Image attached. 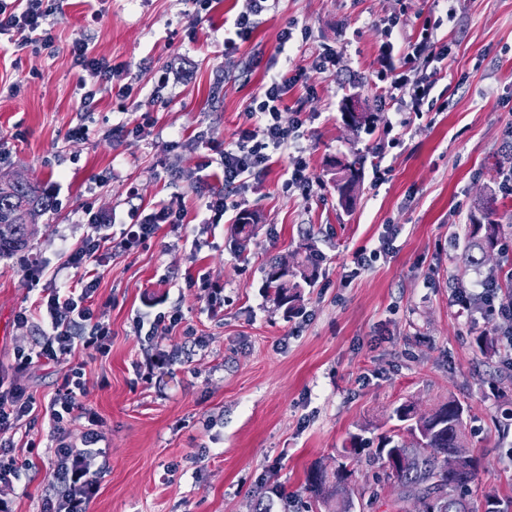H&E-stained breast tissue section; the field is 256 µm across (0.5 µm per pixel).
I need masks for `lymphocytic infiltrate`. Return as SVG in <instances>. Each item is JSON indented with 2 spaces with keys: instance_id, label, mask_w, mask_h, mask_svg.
<instances>
[{
  "instance_id": "f902f5d3",
  "label": "lymphocytic infiltrate",
  "mask_w": 512,
  "mask_h": 512,
  "mask_svg": "<svg viewBox=\"0 0 512 512\" xmlns=\"http://www.w3.org/2000/svg\"><path fill=\"white\" fill-rule=\"evenodd\" d=\"M52 10L47 0H0V35L11 36L20 47L53 50L55 37L47 19ZM400 18L391 15L381 22L383 42L380 46L381 68L378 79L390 100L400 112H421L431 94L445 62L451 61L452 49L447 41L438 38V24H426L419 37L409 42L400 60H393L392 35ZM73 65L98 77L106 89L116 90L118 96H128L129 85H115V70L110 62L93 57L88 43L74 42L70 47ZM300 68H288L269 82L262 84L247 111L248 119L258 123L262 139H255L250 130H242L237 142L225 148L221 156L223 191L210 195L205 203L208 211L225 216L229 210V193H242L251 177L265 172L275 154L285 152L290 158L287 190L310 193L311 178L304 157L299 124L283 125L280 106L288 90L302 76ZM96 290L95 281L81 287L55 288L46 295V312L50 330L41 336L36 350L17 353L14 371L28 373L37 363H61L76 349L107 356L110 351V331L96 313L91 298ZM459 312L470 311L479 305L485 314L498 319L504 326L502 345L512 352V302L502 301L496 282L484 279L472 290H454L450 300ZM82 382L77 371L64 372L54 396L45 408L50 433L57 442L51 451V470L62 489L55 497L46 499L43 512H84L85 504L98 490V480L105 465L99 460L96 434H89L83 447L64 444L65 425L80 405L77 392ZM35 399L23 387L0 380V485L12 484L19 479L22 466L14 455L13 430L34 409Z\"/></svg>"
}]
</instances>
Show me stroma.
<instances>
[{
	"label": "stroma",
	"instance_id": "1",
	"mask_svg": "<svg viewBox=\"0 0 512 512\" xmlns=\"http://www.w3.org/2000/svg\"><path fill=\"white\" fill-rule=\"evenodd\" d=\"M246 5L213 0L199 14L191 0H65L49 18L55 55L0 39V178L37 181L57 202L28 248L0 258V377L41 403L61 369L80 372L78 401L100 419L97 447L107 460L86 512H254L260 503L307 512L308 472L334 471L354 434L363 446L350 462L352 493L378 491L372 506L354 512H389L397 489L376 452L394 426L393 409L408 402L427 414L451 395L468 407L469 450L481 459L469 492L474 512L486 486L512 496V371L501 367L503 352L485 355L475 343L503 327L448 304L452 289L512 271L506 255L479 268L463 259L482 207L512 224V196L499 190L501 171L512 168L504 149L512 0H457L454 22L438 31L453 52L434 89L445 108L411 116L398 145L384 131L353 132L343 103L352 97L385 122L400 120L376 78L377 27L401 15L396 44L407 45L426 19L443 18L444 0H277L252 39L225 52L224 24ZM287 27L293 39L283 46ZM76 41L124 69L129 97L106 91L81 105L69 52ZM325 47L338 63L319 74L311 65ZM291 64L306 74L286 95L281 119L307 117L311 192L304 199L286 191L290 159L280 155L240 197L261 228L237 248L230 224L212 223L204 207L224 187L212 166L241 130L261 136L246 110L263 81ZM165 71L169 82L158 86ZM352 72L358 80L349 88ZM117 126L143 132L119 142L110 136ZM76 127L85 136L72 137ZM354 153L367 163L346 210L333 162ZM164 205L182 210L180 233L163 224L144 243L119 249L141 211ZM90 235L103 239L96 262L70 267L69 251ZM197 238L207 247L195 249ZM306 238L323 262L300 309L288 314L266 292L264 268L292 257ZM361 251L373 259L359 269ZM87 272L112 334L109 356L77 349L63 365L16 376V352L34 349L43 329L37 312L47 289L71 287ZM191 277L206 278L207 288L188 287ZM174 310L203 345L186 357V338L173 331L162 344L169 362L145 381L149 347L135 322ZM23 312L29 323L19 322ZM14 441L26 467L0 494L15 512H41L55 484L41 411L17 427Z\"/></svg>",
	"mask_w": 512,
	"mask_h": 512
}]
</instances>
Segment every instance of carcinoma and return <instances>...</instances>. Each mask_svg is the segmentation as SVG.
<instances>
[{"instance_id":"carcinoma-1","label":"carcinoma","mask_w":512,"mask_h":512,"mask_svg":"<svg viewBox=\"0 0 512 512\" xmlns=\"http://www.w3.org/2000/svg\"><path fill=\"white\" fill-rule=\"evenodd\" d=\"M380 116L358 112L350 127L356 132L372 134ZM365 157L336 160V193L339 205L352 206L357 185L364 175ZM53 196L38 184L26 181L0 182V257L25 249L38 219L54 210ZM512 224H500L490 213H483L469 226L465 261L473 267L483 266L488 252L501 250L502 241ZM257 230L252 214L239 218L233 228L237 241L251 238ZM321 255L309 243L294 270L283 271V263L272 260L264 269V286L273 291L278 305L291 313L301 300V289L311 285L318 273ZM465 408L453 398L432 412L418 416L408 404H401L393 416L401 428L379 439L377 459L384 474L394 480L400 492L412 493L419 503L418 512H473L467 498L468 487L477 476L479 460L470 454L464 421ZM347 464H339L334 479L321 469L308 472L307 489L327 512H351L350 490L346 485ZM512 500L503 499L497 490L485 491L483 512H509Z\"/></svg>"}]
</instances>
